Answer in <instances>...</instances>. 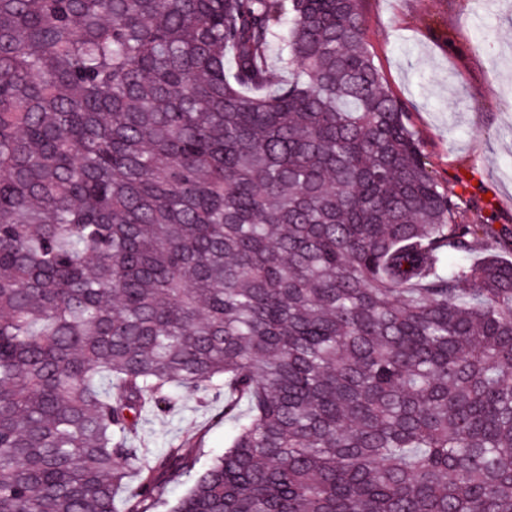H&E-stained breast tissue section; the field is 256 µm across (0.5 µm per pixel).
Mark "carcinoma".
<instances>
[{
    "label": "carcinoma",
    "instance_id": "obj_1",
    "mask_svg": "<svg viewBox=\"0 0 512 512\" xmlns=\"http://www.w3.org/2000/svg\"><path fill=\"white\" fill-rule=\"evenodd\" d=\"M365 33L0 0V512H512V262L471 259L512 229L455 222ZM181 388L233 421L199 470L137 442Z\"/></svg>",
    "mask_w": 512,
    "mask_h": 512
}]
</instances>
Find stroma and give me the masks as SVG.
<instances>
[{
	"mask_svg": "<svg viewBox=\"0 0 512 512\" xmlns=\"http://www.w3.org/2000/svg\"><path fill=\"white\" fill-rule=\"evenodd\" d=\"M366 43L390 91L407 107L426 168L456 197L458 221L478 224L486 201L495 226H512V0H363ZM169 413L148 414L153 450L200 435L226 446L224 400L178 392Z\"/></svg>",
	"mask_w": 512,
	"mask_h": 512,
	"instance_id": "35a3bbf8",
	"label": "stroma"
}]
</instances>
